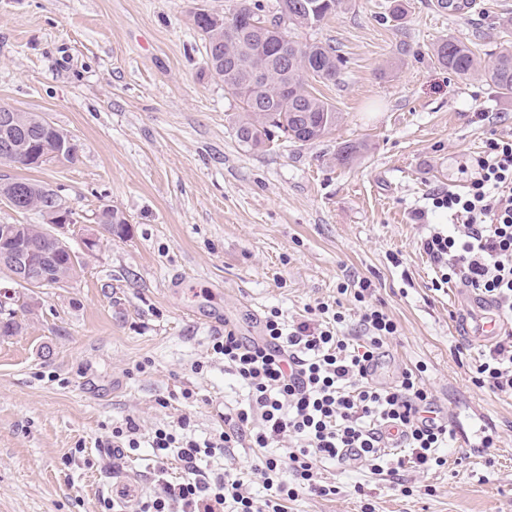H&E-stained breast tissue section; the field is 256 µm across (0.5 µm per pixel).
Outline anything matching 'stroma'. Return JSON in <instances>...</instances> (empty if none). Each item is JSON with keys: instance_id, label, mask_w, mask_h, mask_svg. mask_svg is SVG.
<instances>
[{"instance_id": "1", "label": "stroma", "mask_w": 512, "mask_h": 512, "mask_svg": "<svg viewBox=\"0 0 512 512\" xmlns=\"http://www.w3.org/2000/svg\"><path fill=\"white\" fill-rule=\"evenodd\" d=\"M236 0H0V105L36 112L73 136L72 162L26 168L0 160V182L38 181L80 218L68 240L97 233L95 213L118 208L123 234L101 237L80 276L60 288L18 290L20 333L0 337V512H112L119 487L149 494V448L113 460L104 443L134 419L143 436L189 416L197 438L218 434L246 389L211 353L214 337L249 333L250 318L339 303L343 335L363 330L362 304L338 286L371 281L367 302L397 323L381 369L390 382L420 369L441 410L492 447L392 478L323 463L330 496L300 494L288 512H512V394L472 380L484 351L463 331L468 293L434 290L419 241L436 192L462 190L461 165L488 139L512 135V97L482 76L462 79L432 55L468 43L481 65L512 50V0L442 13L436 0H343L301 44L335 47L336 82L317 84L341 120L322 141L259 150L232 129L237 103L208 71L193 13ZM365 150L336 166L338 143ZM199 311L193 319L191 311ZM191 398H184V391ZM254 448H228L205 471L237 474L264 494Z\"/></svg>"}]
</instances>
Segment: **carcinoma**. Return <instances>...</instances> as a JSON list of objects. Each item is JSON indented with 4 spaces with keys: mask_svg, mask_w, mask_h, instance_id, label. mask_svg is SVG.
<instances>
[{
    "mask_svg": "<svg viewBox=\"0 0 512 512\" xmlns=\"http://www.w3.org/2000/svg\"><path fill=\"white\" fill-rule=\"evenodd\" d=\"M340 0H277V14L266 19L264 5L257 0H239L227 15L199 11L194 25L205 40L209 69L224 82L226 91L239 104L240 113L234 123L238 142L246 148L259 149L274 138L301 146L313 144L332 132L340 121V113L327 100L310 90V82L329 83L337 80L339 59L329 44L316 42L301 45L291 36L294 28L319 27L335 14ZM288 6V25L283 37L263 43L257 32L263 25L280 26L282 5ZM438 64L464 78L478 71L476 56L464 42L443 39L433 46ZM483 75L502 95L512 96V51L499 54L484 68ZM17 124L30 143L52 147L68 134L60 128L47 130L44 117L37 112L15 111ZM362 144L342 142L335 153L336 163H352L361 153ZM16 188L24 196V210L43 212L48 200L47 187L28 179L1 182L0 191ZM96 223L108 234L125 230L126 218L117 209L112 217ZM6 237L34 246L52 255L46 267L45 288L60 281L69 282L82 270L79 253L65 249L49 238L44 224H10Z\"/></svg>",
    "mask_w": 512,
    "mask_h": 512,
    "instance_id": "1",
    "label": "carcinoma"
}]
</instances>
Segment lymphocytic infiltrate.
Instances as JSON below:
<instances>
[{"label":"lymphocytic infiltrate","instance_id":"lymphocytic-infiltrate-1","mask_svg":"<svg viewBox=\"0 0 512 512\" xmlns=\"http://www.w3.org/2000/svg\"><path fill=\"white\" fill-rule=\"evenodd\" d=\"M465 193L434 195L435 209L448 211L452 228L430 225L420 247L433 264L435 288L456 283L492 300L501 315H512V137L488 140L482 155L462 167ZM369 281H358L355 301L365 309L361 343L351 344L339 326L341 312L317 304L304 320L284 325L278 311L265 319L263 343H250L233 329L215 337L212 351L224 368L248 389V403L225 414L218 438L198 440L155 429L149 442L154 457V490L138 512H286L287 502L308 490L334 494L318 484L319 462H343L355 448L362 464L382 472L383 430L396 428L408 461L428 471L444 466L448 425L421 379L403 372L398 384L380 387L368 378L385 356L386 340L398 326L381 309L365 304ZM474 382L512 394V332L500 336L475 367ZM288 442L287 463L261 458L254 466L265 494L256 499L240 478L227 472L206 474L197 462L227 448H271ZM182 462L185 475L166 477L170 457Z\"/></svg>","mask_w":512,"mask_h":512}]
</instances>
